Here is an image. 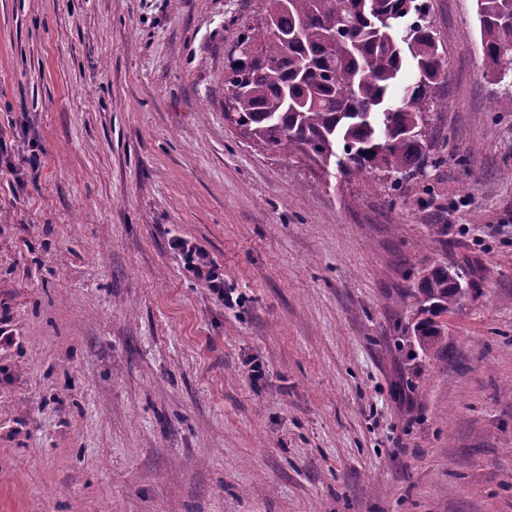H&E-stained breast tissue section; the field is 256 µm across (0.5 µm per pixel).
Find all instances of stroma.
<instances>
[{
    "instance_id": "1",
    "label": "stroma",
    "mask_w": 512,
    "mask_h": 512,
    "mask_svg": "<svg viewBox=\"0 0 512 512\" xmlns=\"http://www.w3.org/2000/svg\"><path fill=\"white\" fill-rule=\"evenodd\" d=\"M256 2L0 0V512H512V112L474 0H426L442 163L396 193L226 116ZM438 263L473 288L424 350ZM177 249L185 256L187 272L204 288L213 294L224 297V272L221 266L210 257L208 251L197 243L180 239L175 243Z\"/></svg>"
}]
</instances>
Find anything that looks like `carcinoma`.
Masks as SVG:
<instances>
[{"label":"carcinoma","instance_id":"obj_1","mask_svg":"<svg viewBox=\"0 0 512 512\" xmlns=\"http://www.w3.org/2000/svg\"><path fill=\"white\" fill-rule=\"evenodd\" d=\"M274 32L259 58L230 61L224 104L256 145L391 191L428 161L426 112L444 57L417 0H265ZM484 58L501 85L493 106L512 112V0H475ZM336 43H329L330 36ZM413 71V80L404 82ZM464 275L436 265L417 294L425 318L413 328L435 345L434 318L451 313L469 288Z\"/></svg>","mask_w":512,"mask_h":512}]
</instances>
